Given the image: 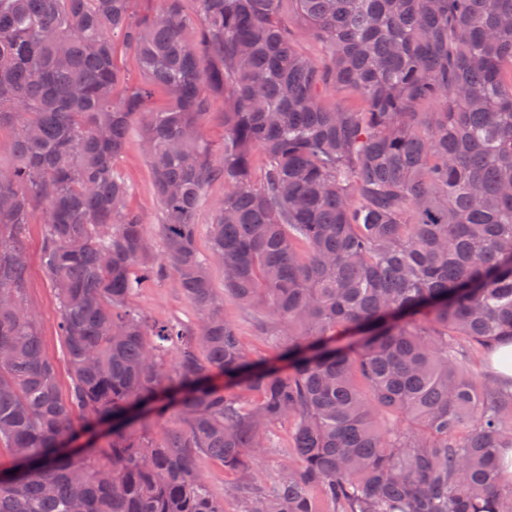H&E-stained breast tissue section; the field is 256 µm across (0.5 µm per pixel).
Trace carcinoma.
I'll use <instances>...</instances> for the list:
<instances>
[{"label": "carcinoma", "instance_id": "obj_1", "mask_svg": "<svg viewBox=\"0 0 512 512\" xmlns=\"http://www.w3.org/2000/svg\"><path fill=\"white\" fill-rule=\"evenodd\" d=\"M132 2L0 0V512H224L205 458L239 475L241 512H512V383L471 368L512 344V0ZM134 130L159 262L118 168ZM215 179L224 295L273 358H250L197 246ZM38 210L66 398L24 297ZM170 275L195 332L130 303ZM284 423L293 459L265 487L252 464ZM224 104L216 100L211 113L202 128V136L209 143L217 145L224 141Z\"/></svg>", "mask_w": 512, "mask_h": 512}]
</instances>
